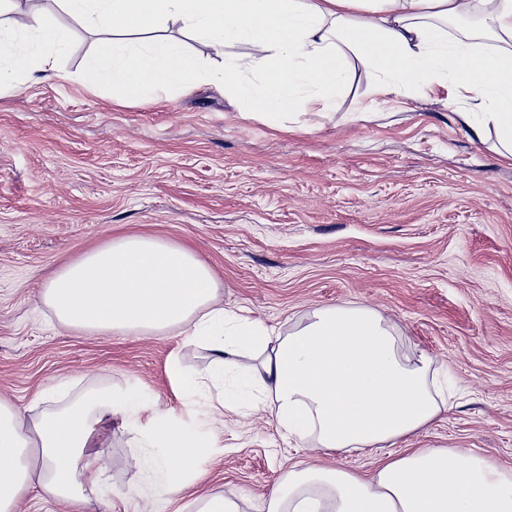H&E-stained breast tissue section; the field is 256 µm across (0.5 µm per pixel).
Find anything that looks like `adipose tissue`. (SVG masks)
Wrapping results in <instances>:
<instances>
[{"mask_svg":"<svg viewBox=\"0 0 512 512\" xmlns=\"http://www.w3.org/2000/svg\"><path fill=\"white\" fill-rule=\"evenodd\" d=\"M74 23L101 36L86 59L91 86L120 101L164 88L192 89L217 81L262 106L270 118L299 100L335 104L353 66L375 76L379 95L419 83L451 81L474 100L480 117L463 113L475 136L493 126L502 155L512 157V0H55ZM479 17L478 29L454 37L449 21ZM176 26L206 42L216 56L249 46L259 85L242 67L217 71L183 43L156 31ZM0 38L16 49L0 62V82L21 72L53 73L68 49V26L19 5L0 2ZM213 270L188 246L123 235L69 259L42 286L41 303L57 325L92 335H154L184 329L209 353L205 374L170 377L186 397L232 373L236 391L224 410L240 407L239 389L263 394V407L289 435L315 449L362 451L396 444L445 409L434 359L412 355L389 318L368 307H317L304 325L280 336L230 315L219 300ZM146 412L136 455L154 481L142 512L182 487L203 458L202 444L170 412L136 391L96 387L69 405L19 408L0 400V512H17L39 485L70 512H86L83 488H96L107 470L91 452L96 425ZM264 512H512V471L466 448H422L387 461L368 477L313 460L289 471Z\"/></svg>","mask_w":512,"mask_h":512,"instance_id":"ef3b65f1","label":"adipose tissue"}]
</instances>
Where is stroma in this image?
I'll list each match as a JSON object with an SVG mask.
<instances>
[{"label": "stroma", "mask_w": 512, "mask_h": 512, "mask_svg": "<svg viewBox=\"0 0 512 512\" xmlns=\"http://www.w3.org/2000/svg\"><path fill=\"white\" fill-rule=\"evenodd\" d=\"M97 40L74 27L56 75L0 93V400L23 408L66 382L175 410L208 448L162 512H196L206 491L261 512L313 457L253 396L212 429L219 390L190 401L169 378L171 361L209 362L180 330H58L43 282L138 234L192 246L225 309L276 332L317 306H368L437 361L447 410L393 447L323 463L367 477L419 448H469L512 469V160L464 123L465 90L378 96L358 67L335 108L275 121L212 84L119 103L81 77ZM99 433L108 468L91 512H139L148 474L131 463L132 425L116 416Z\"/></svg>", "instance_id": "stroma-1"}]
</instances>
